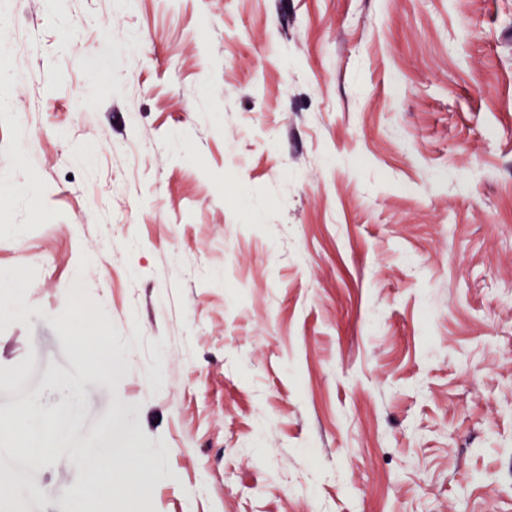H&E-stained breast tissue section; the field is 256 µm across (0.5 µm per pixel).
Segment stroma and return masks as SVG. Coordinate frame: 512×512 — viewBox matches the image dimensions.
<instances>
[{"instance_id": "stroma-1", "label": "stroma", "mask_w": 512, "mask_h": 512, "mask_svg": "<svg viewBox=\"0 0 512 512\" xmlns=\"http://www.w3.org/2000/svg\"><path fill=\"white\" fill-rule=\"evenodd\" d=\"M0 68L27 512H512V0H0ZM80 345L85 351L86 364L92 370L107 373L114 369L118 362L112 349L96 340V336H78ZM40 415L41 405L35 400L31 402L9 432L18 448L34 466L43 465L51 457L45 432L39 425H35V422H39ZM158 454L157 448H120L114 455L99 457L76 474L71 486L83 512H101L112 502V473L120 465L127 484L137 486L147 482L152 473L145 463L146 457Z\"/></svg>"}]
</instances>
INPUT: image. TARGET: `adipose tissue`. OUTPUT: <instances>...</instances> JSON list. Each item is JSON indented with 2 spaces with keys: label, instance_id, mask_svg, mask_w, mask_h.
Listing matches in <instances>:
<instances>
[{
  "label": "adipose tissue",
  "instance_id": "1",
  "mask_svg": "<svg viewBox=\"0 0 512 512\" xmlns=\"http://www.w3.org/2000/svg\"><path fill=\"white\" fill-rule=\"evenodd\" d=\"M41 415L39 402H31L10 430L11 438L27 456L32 465L40 466L51 457L44 430L39 427ZM149 451L145 448H122L115 454L91 461L88 467L76 474L71 486L83 512H105L112 501V473L122 467L128 485L147 482L152 473L145 463Z\"/></svg>",
  "mask_w": 512,
  "mask_h": 512
}]
</instances>
